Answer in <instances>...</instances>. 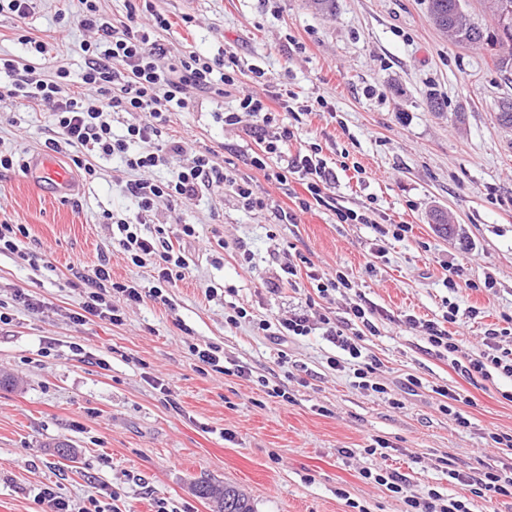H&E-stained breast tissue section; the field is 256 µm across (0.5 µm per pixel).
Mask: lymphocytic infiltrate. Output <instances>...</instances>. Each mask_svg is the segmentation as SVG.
Segmentation results:
<instances>
[{
	"mask_svg": "<svg viewBox=\"0 0 512 512\" xmlns=\"http://www.w3.org/2000/svg\"><path fill=\"white\" fill-rule=\"evenodd\" d=\"M58 20L93 35L92 41L82 46L86 68L79 91H72L70 73L65 66H56L51 74L45 75L35 67L23 68L14 59L0 57V73L12 78L10 85L0 88V93L45 107L52 117L45 147L53 151L63 145L73 148V162L86 174H94L91 159L95 156L121 157L128 169L138 172V179L128 181L123 188L134 208L117 222L121 234L118 244L132 264H152L157 282L153 297H161L163 286L184 279L190 266L181 246L143 234L142 224L159 205L187 204L203 193L227 188L247 208L267 207L265 198L256 195L251 181L237 178L229 168L218 165L208 152L194 155L188 164L173 168L168 179L151 178L152 170L170 166L172 160L185 154L184 141L169 137L165 127L168 113L188 109L193 96H235L237 108L225 112L224 122L236 125L241 115L250 116V124L243 126L256 148L248 155V164L263 171L275 184L286 186L296 181L303 186L305 194L297 198L294 209L274 211L277 223H296L299 215L326 205L336 174L322 158L321 147L313 143L289 155L281 152L279 145L295 139L296 126L281 127L274 138L268 132L274 120L273 105L309 115L327 108L324 97L302 99L287 85L279 84L261 98L240 85L239 64L234 55L221 52L208 57L191 50L171 53L165 38L171 28L170 21L157 13L152 22H143L139 0H127L125 19L119 23L103 11L101 0H76L75 9L59 13ZM118 112L142 115L141 121L128 125L121 137L113 135L109 121L111 114ZM81 283L86 297L80 312L73 316L74 322L80 325L103 317L120 323L119 310L107 301V293L121 295L126 302L134 304L143 299L139 286L113 281L104 265L92 275L82 277ZM307 305L305 312L259 321L253 320L247 309L238 307L226 321L233 326L254 322L263 335L280 341L323 330L341 351L340 356L329 358V366L337 371H352L362 389L385 393V386L376 380V361L364 360L360 345L362 336L378 333L373 308L365 301H355L349 308V321L339 322L326 309L310 316L308 310L315 308L316 302L311 299ZM457 321L458 312L452 309L441 323L431 320L420 323L412 317L407 323L410 328L421 329L436 354L449 360L461 373L486 379L495 373L512 378V351L500 350L499 333L494 329L484 333L486 349L480 358L460 361V347L449 330ZM364 476L389 492L404 495L409 512H473L478 504H490L501 497L512 498V473L487 463L464 473L449 471L450 479L467 487L469 495L464 499H446L435 492L424 499L407 495V478L397 472L375 474L368 470Z\"/></svg>",
	"mask_w": 512,
	"mask_h": 512,
	"instance_id": "obj_1",
	"label": "lymphocytic infiltrate"
}]
</instances>
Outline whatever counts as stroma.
<instances>
[{"instance_id":"obj_1","label":"stroma","mask_w":512,"mask_h":512,"mask_svg":"<svg viewBox=\"0 0 512 512\" xmlns=\"http://www.w3.org/2000/svg\"><path fill=\"white\" fill-rule=\"evenodd\" d=\"M426 4L336 0L335 15L323 16L307 0H152L172 24V52L225 51L257 93L285 82L300 97H325L328 111L297 121L281 110L274 124L299 126V140L281 151L319 144L336 171L329 207L275 223L271 211L291 207V189L247 165L253 140L217 116L233 97L220 105L198 97L170 113V136L232 163L270 207L248 209L229 190L188 204L196 234L181 245L190 267L162 298L148 294L151 265H133L115 242L116 219L133 207L122 188L136 177L120 157L94 158L89 177L70 154H56L67 194L46 189L33 170L0 171V221L27 227L18 252L0 254V375L16 382L0 389V512H40L47 485L75 504L94 497L120 512H215L193 492L203 479L239 487L255 512H406L403 496L363 470L404 474L420 498L460 497L466 488L449 470L512 465V448L489 439L512 434V378H465L405 323L442 321L453 306L463 356L480 357L488 328L512 350V128L496 109L512 98V82L485 52L449 42ZM60 7L40 0L26 20L0 15V57L49 73L53 61L31 59L18 37L62 43L76 84L89 34L61 27ZM433 95L443 111L429 110ZM50 124L43 108L0 97V150L43 156ZM340 206L369 209L371 223H337ZM440 211L454 235L437 232ZM378 223L410 230L381 238ZM288 259L302 263L296 284L271 290ZM103 263L113 281L136 282L146 297L120 304L121 324H75L84 297L75 281ZM340 272L355 291L330 292L321 304L340 321L356 298L373 307L379 333L361 346L385 393L330 368L338 350L320 331L277 342L252 323L225 322L235 306L254 319L298 312L318 280ZM210 345L224 373L200 368L194 351ZM412 376L419 386L408 385ZM274 385L287 399L267 395ZM444 389L467 426L443 411ZM377 438L388 442L386 456L367 455ZM59 442L74 461L56 455Z\"/></svg>"}]
</instances>
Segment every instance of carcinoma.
Wrapping results in <instances>:
<instances>
[{
    "label": "carcinoma",
    "instance_id": "carcinoma-1",
    "mask_svg": "<svg viewBox=\"0 0 512 512\" xmlns=\"http://www.w3.org/2000/svg\"><path fill=\"white\" fill-rule=\"evenodd\" d=\"M484 8L494 26L477 25L459 0H428V13L434 24L455 42L476 46L487 51L502 76L512 78V27L495 26L503 14L512 16V0H483ZM194 493L203 500L216 502L218 512H254L249 498L232 485L199 481Z\"/></svg>",
    "mask_w": 512,
    "mask_h": 512
}]
</instances>
